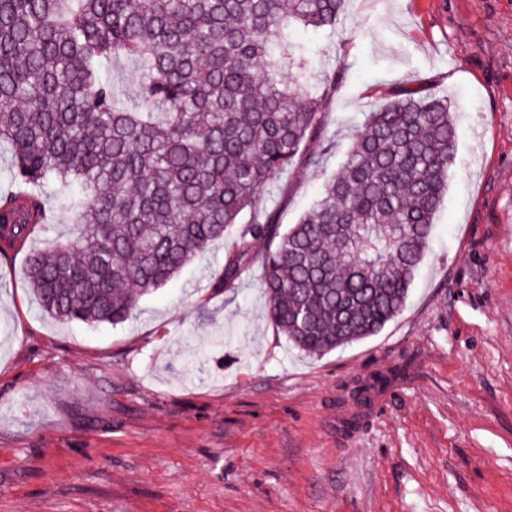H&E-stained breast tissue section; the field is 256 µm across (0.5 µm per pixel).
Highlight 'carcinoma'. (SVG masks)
<instances>
[{
  "instance_id": "obj_1",
  "label": "carcinoma",
  "mask_w": 512,
  "mask_h": 512,
  "mask_svg": "<svg viewBox=\"0 0 512 512\" xmlns=\"http://www.w3.org/2000/svg\"><path fill=\"white\" fill-rule=\"evenodd\" d=\"M344 0H0V251L50 223L81 248L28 258L41 309L118 325L248 210L211 290L258 262L267 318L323 355L377 335L404 310L455 163L448 99L411 82L366 115L314 208L282 232L261 192L325 141L320 106L340 70L313 77L297 27L334 33ZM133 61L138 103L104 76ZM265 242L262 254L252 241ZM396 371L367 377L358 403Z\"/></svg>"
}]
</instances>
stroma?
<instances>
[{
    "mask_svg": "<svg viewBox=\"0 0 512 512\" xmlns=\"http://www.w3.org/2000/svg\"><path fill=\"white\" fill-rule=\"evenodd\" d=\"M335 145L261 194L289 227L367 112L413 80L447 97L457 159L406 306L305 355L266 320L262 269L212 293L241 231L126 323L42 313L29 252L78 245L61 212L0 254V512H512V0H346L310 29ZM397 370L369 407L349 391Z\"/></svg>",
    "mask_w": 512,
    "mask_h": 512,
    "instance_id": "obj_1",
    "label": "stroma"
}]
</instances>
